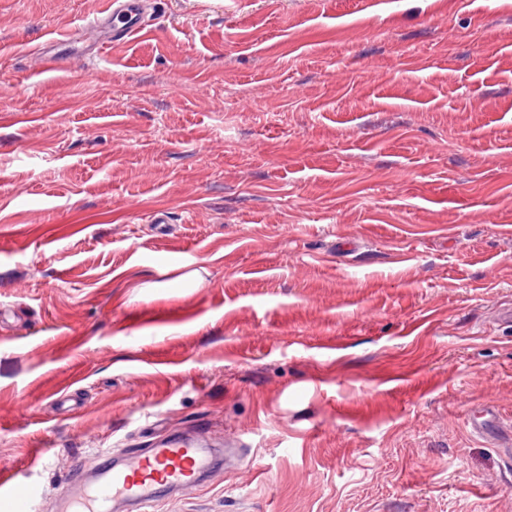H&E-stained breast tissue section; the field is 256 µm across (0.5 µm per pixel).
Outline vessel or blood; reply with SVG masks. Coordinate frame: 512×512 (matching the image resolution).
Instances as JSON below:
<instances>
[{
    "instance_id": "1",
    "label": "vessel or blood",
    "mask_w": 512,
    "mask_h": 512,
    "mask_svg": "<svg viewBox=\"0 0 512 512\" xmlns=\"http://www.w3.org/2000/svg\"><path fill=\"white\" fill-rule=\"evenodd\" d=\"M146 27L139 0H106L99 16L79 28L94 49L121 44ZM244 459L233 444L204 448L188 440L163 439L131 452L123 463L101 453L72 459L70 479L58 491L55 512H114L121 503L145 505L172 489L186 492L219 470L233 471ZM40 489L27 470L0 473V512H37Z\"/></svg>"
}]
</instances>
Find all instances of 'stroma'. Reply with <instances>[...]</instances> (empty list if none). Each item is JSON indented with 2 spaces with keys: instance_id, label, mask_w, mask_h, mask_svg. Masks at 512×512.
I'll list each match as a JSON object with an SVG mask.
<instances>
[{
  "instance_id": "35a3bbf8",
  "label": "stroma",
  "mask_w": 512,
  "mask_h": 512,
  "mask_svg": "<svg viewBox=\"0 0 512 512\" xmlns=\"http://www.w3.org/2000/svg\"><path fill=\"white\" fill-rule=\"evenodd\" d=\"M98 8L0 0V467L50 512L70 457L195 432L243 468L142 512H512V0L20 54Z\"/></svg>"
}]
</instances>
